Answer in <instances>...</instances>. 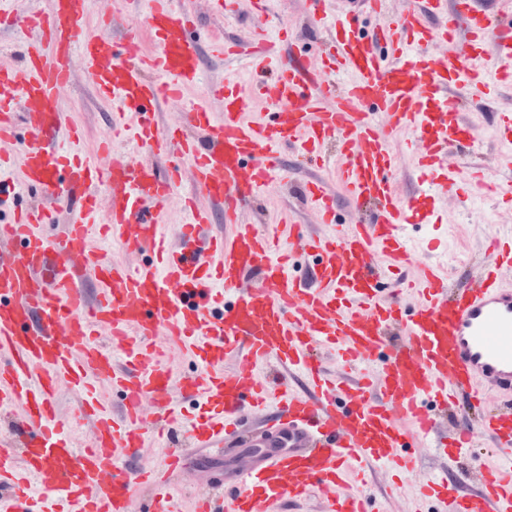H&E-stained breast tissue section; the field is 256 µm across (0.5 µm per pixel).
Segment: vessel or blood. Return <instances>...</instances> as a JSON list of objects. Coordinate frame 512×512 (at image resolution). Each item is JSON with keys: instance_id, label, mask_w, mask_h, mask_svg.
Segmentation results:
<instances>
[{"instance_id": "obj_1", "label": "vessel or blood", "mask_w": 512, "mask_h": 512, "mask_svg": "<svg viewBox=\"0 0 512 512\" xmlns=\"http://www.w3.org/2000/svg\"><path fill=\"white\" fill-rule=\"evenodd\" d=\"M342 2L308 0L309 22L328 34L319 69L292 54L294 22L246 43L212 37L215 56L248 59L253 89L225 77L208 91L222 112L197 105L165 132L156 112L203 65L196 0L178 10L112 0L85 36L88 0H49L21 20L0 5L1 29L37 34L22 71L0 68V174L18 132L28 139L20 177H0V196L32 188L55 203L0 216V407H24L0 420V512H132L138 496L142 512H180V489L199 473L207 481L195 512H272L313 498L322 512H372L374 487H349L347 470L412 472L425 458L444 465L419 498L441 500L445 512H512V286L502 279L512 231L490 232L458 281L407 235L408 225L442 223L436 203L455 181L448 158L476 147L449 90L512 83V0L490 12L474 0H407L396 17L387 0ZM363 13L376 20L371 30L358 24ZM134 16L155 51L143 50ZM441 44L448 54L435 53ZM79 71L114 108L94 160L76 151L84 133L57 107ZM254 96L284 107L250 118ZM399 132L411 141L410 194L398 187ZM62 135L73 151L56 148ZM297 144L317 169L337 147L333 178L353 217L330 236L281 228L272 205L244 219L273 183L280 151ZM186 178L194 192L181 199L187 220L173 244L159 217ZM335 191L314 179L292 199L332 224ZM59 207L72 218L51 239L42 229ZM97 218L106 237L150 262L132 269L92 249ZM303 253L315 260L297 278ZM253 276L258 286H248ZM173 350L199 373L174 381L164 362ZM63 381L76 396L73 421L56 406ZM102 384L119 393L118 407ZM186 395L206 401L204 418L182 423ZM79 420L91 426L83 448ZM283 435L287 448L270 451ZM484 445L492 462L465 467ZM229 456L242 465L213 473Z\"/></svg>"}]
</instances>
